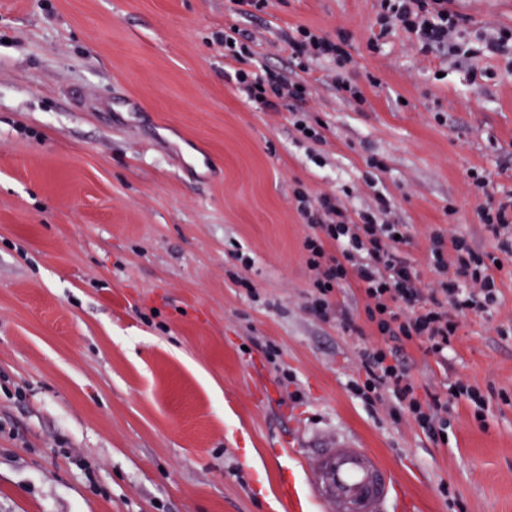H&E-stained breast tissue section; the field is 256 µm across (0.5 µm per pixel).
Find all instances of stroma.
<instances>
[{
  "mask_svg": "<svg viewBox=\"0 0 512 512\" xmlns=\"http://www.w3.org/2000/svg\"><path fill=\"white\" fill-rule=\"evenodd\" d=\"M453 7L455 63L380 35L377 0H0V512H270L289 449L338 434L416 512H512V254L478 217L512 199V54L483 39L512 0ZM299 26L346 32V62L301 70ZM239 69L309 93L260 110ZM299 192L386 201L427 289L433 231L498 258L447 360L398 344L421 389L478 384L482 417L453 400L441 441L354 394L383 338L356 284L311 311Z\"/></svg>",
  "mask_w": 512,
  "mask_h": 512,
  "instance_id": "obj_1",
  "label": "stroma"
}]
</instances>
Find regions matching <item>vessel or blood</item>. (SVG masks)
<instances>
[{
    "instance_id": "1",
    "label": "vessel or blood",
    "mask_w": 512,
    "mask_h": 512,
    "mask_svg": "<svg viewBox=\"0 0 512 512\" xmlns=\"http://www.w3.org/2000/svg\"><path fill=\"white\" fill-rule=\"evenodd\" d=\"M313 502L334 512H411L394 471L348 435L326 441L303 466L291 464L282 472L275 506L307 512Z\"/></svg>"
}]
</instances>
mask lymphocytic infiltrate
Listing matches in <instances>:
<instances>
[{
    "mask_svg": "<svg viewBox=\"0 0 512 512\" xmlns=\"http://www.w3.org/2000/svg\"><path fill=\"white\" fill-rule=\"evenodd\" d=\"M383 31L399 28L414 35L423 48L449 57L461 52L456 35L468 18L452 10L449 0H379ZM285 41L296 58L342 62L345 52L330 38L309 28H297ZM235 79L260 109L295 110L306 87L274 72L258 75L239 71ZM298 209L312 233L303 242L306 264L315 272V297L311 309L327 316L330 286L356 282L366 296V313L390 347L371 345L361 350L363 383L355 385L365 400H386L393 409L405 410L431 436L448 431V401L435 393L418 396L417 387L397 342L418 339L427 353L447 358L458 328L457 319L466 312L486 309L495 297L496 282L489 265L460 236L435 232L430 236L432 265L438 273L454 271L449 280L422 291L417 273L401 256L397 235L403 225L378 220L371 210L349 211L341 202L324 195L317 199L297 195ZM334 251H327L326 243Z\"/></svg>",
    "mask_w": 512,
    "mask_h": 512,
    "instance_id": "f902f5d3",
    "label": "lymphocytic infiltrate"
}]
</instances>
